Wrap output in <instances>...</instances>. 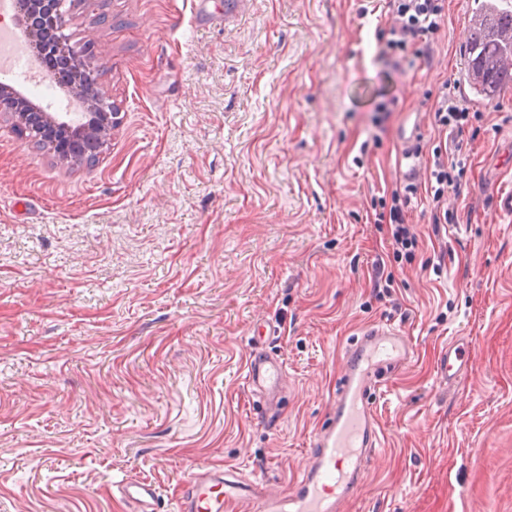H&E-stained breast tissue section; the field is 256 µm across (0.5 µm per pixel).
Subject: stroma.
<instances>
[{
    "instance_id": "stroma-1",
    "label": "stroma",
    "mask_w": 512,
    "mask_h": 512,
    "mask_svg": "<svg viewBox=\"0 0 512 512\" xmlns=\"http://www.w3.org/2000/svg\"><path fill=\"white\" fill-rule=\"evenodd\" d=\"M72 0L65 33L99 52L121 113L72 168L0 115V512L174 507L188 475L234 470L287 493L330 418L345 348L386 324L413 356L373 402L384 436L342 512H512V86L439 132L431 93L460 80L475 0H447L430 64L378 57L387 0ZM392 111H379L387 99ZM424 156L465 162L459 194L393 256L372 196ZM393 287L376 299V268ZM465 373L439 368L451 341ZM282 361L278 421L246 383ZM118 491L126 501L137 505L139 512H155L156 509L153 506L159 498L155 484L129 477L120 482Z\"/></svg>"
}]
</instances>
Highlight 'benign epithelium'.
Segmentation results:
<instances>
[{
    "label": "benign epithelium",
    "mask_w": 512,
    "mask_h": 512,
    "mask_svg": "<svg viewBox=\"0 0 512 512\" xmlns=\"http://www.w3.org/2000/svg\"><path fill=\"white\" fill-rule=\"evenodd\" d=\"M67 0H13L16 25L24 28L37 52L43 49V32L37 18L50 26L52 43L64 57L73 56L64 33ZM71 97L81 112H30L31 104L21 95L0 86V112L16 119L24 135L36 142L51 145L53 151L70 167H80L90 160V146L104 147L112 127L120 123V112L106 97L94 77V70L80 65L70 82Z\"/></svg>",
    "instance_id": "obj_1"
}]
</instances>
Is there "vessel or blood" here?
Listing matches in <instances>:
<instances>
[{
    "label": "vessel or blood",
    "instance_id": "b4317fda",
    "mask_svg": "<svg viewBox=\"0 0 512 512\" xmlns=\"http://www.w3.org/2000/svg\"><path fill=\"white\" fill-rule=\"evenodd\" d=\"M468 348L450 342L441 370L449 380L464 373ZM411 350L406 337L380 324L367 327L344 355L334 412L308 454V466L288 493L272 495L263 480L242 479L232 473H201L184 485L179 512H224L230 502L245 512H339L343 501L357 495L367 461L381 446V429L371 402L375 376L408 364ZM283 364L255 352L247 361L249 388L270 395L282 380ZM118 491L139 512H155L159 494L155 484L130 477Z\"/></svg>",
    "mask_w": 512,
    "mask_h": 512
}]
</instances>
